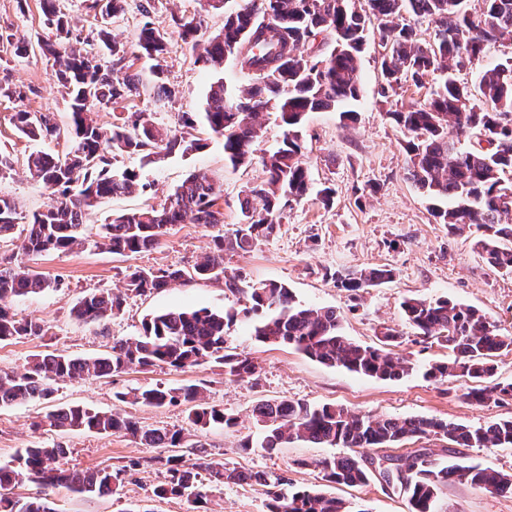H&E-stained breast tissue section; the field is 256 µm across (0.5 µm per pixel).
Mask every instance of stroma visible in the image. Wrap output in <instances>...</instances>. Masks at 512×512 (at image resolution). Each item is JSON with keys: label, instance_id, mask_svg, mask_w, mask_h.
<instances>
[{"label": "stroma", "instance_id": "35a3bbf8", "mask_svg": "<svg viewBox=\"0 0 512 512\" xmlns=\"http://www.w3.org/2000/svg\"><path fill=\"white\" fill-rule=\"evenodd\" d=\"M240 0H227L224 10L204 11L201 0H125L118 16L101 19L88 12L84 0H60L76 32L91 39L90 49L101 52L95 39L100 27H108L127 44L131 72L148 77L149 65L136 58L134 48L144 21L165 32L168 51L162 65L176 96L165 103L149 96L128 101V111L150 113L156 125L183 132L182 115L199 111L205 100L212 72L195 64L183 42L177 18L200 14L207 32L219 30L225 10L236 9ZM0 32L11 35L10 46L0 45V84L20 88L23 101L0 97V152L8 155L12 168L0 176V196L12 199L21 217H31L53 201V194L31 178L24 167L36 142L22 137L12 121L21 108L50 112L60 126L69 123L65 90L51 64L39 53L13 54L14 44L50 38L41 10V0H0ZM380 45L376 22H368L365 46L360 55L361 92L348 105L351 119L335 112L308 114L301 128L309 176L314 194L291 201L283 208L274 234L249 251H228L224 267L248 282L275 281L288 286L304 305L335 309L346 336L366 345L377 344L381 331L399 334L397 353L413 364L407 376L382 380L359 376L340 367L313 361L285 344L261 343L246 325H237L232 340L238 352L250 358L254 376L238 380L222 368L202 364L175 369L167 366L133 368L109 377L63 379L53 385L47 399L0 406V464L9 462L21 449L35 445L61 444L68 448L66 469L115 470L140 462L141 467L120 494L81 498L62 486L50 489L28 482L19 493L48 497L56 512H186L176 497L156 498L154 488L163 483L161 470L149 460L156 449L122 433L98 434L55 428L34 429V422L49 410L66 405H84L99 411H115L131 417L145 429L183 430L190 441L205 443L215 461L243 471L280 474L294 488L311 489L343 498L352 512H408L403 493L384 488L378 479L360 487L327 483L321 461L341 455L338 447L309 442H291L274 452L255 448L242 450L246 437H257L252 416L262 400H292L312 405L336 404L357 413L378 416L441 418L470 427L498 420H512V398L477 405L465 401L468 379L445 381L424 378L429 364L446 360L448 348L416 335L406 324L401 303L408 297L448 298L486 314L503 333L512 334V275L489 269L478 253L474 236H453L447 225L432 214V202L404 173L403 135L390 118L393 111L423 102L442 81V73L429 74L423 87L403 86L382 93ZM196 137L207 140L206 148L187 156H172L152 166H140L134 158L119 155L114 166L138 170L142 187L135 192L103 199L85 224L83 247L36 257L33 265L53 282L51 289L14 299L12 307L21 316L44 320L49 333L0 343V368L23 371L33 356L55 351L73 357L96 358L110 352L113 341L127 340L142 331L148 315L172 308H206L212 311L238 307L237 298L223 281L190 280L143 295L128 294L121 310L105 324L77 320L72 309L85 294L123 288L132 267L191 268L210 251L213 229L184 223L171 227L159 247L131 256L109 253L98 247L103 224L113 215L160 205L194 172L206 174L223 191L224 228L232 230L239 220L243 190L260 181V164L232 169L224 162V149L204 129ZM330 188L333 202L323 205L318 189ZM388 265L395 278L362 291L359 297L337 287L335 275ZM195 383L202 387L210 405L235 414L232 430L202 428L188 420L185 404L149 407L118 401V393L161 385L177 388ZM420 448L430 449L438 461H461L490 466L512 473V446L463 448L435 437L414 439L381 449L384 457L402 459ZM260 486L227 484L208 500L209 512H267ZM438 512H512V494H491L455 482L441 487Z\"/></svg>", "mask_w": 512, "mask_h": 512}]
</instances>
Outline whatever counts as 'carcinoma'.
Wrapping results in <instances>:
<instances>
[{
    "label": "carcinoma",
    "mask_w": 512,
    "mask_h": 512,
    "mask_svg": "<svg viewBox=\"0 0 512 512\" xmlns=\"http://www.w3.org/2000/svg\"><path fill=\"white\" fill-rule=\"evenodd\" d=\"M86 9L101 16H116L122 0H85ZM481 14L470 13L460 0H366L367 11L358 12L351 0H242L224 13V26L200 40L201 17L179 18L182 37L196 53L195 62L216 74L200 112H186L184 126L201 124L221 139L224 161L236 170L253 160V146L262 138L260 115L273 107L284 126L282 141L259 158L264 178L247 187L240 201L241 217L226 236H213L212 250L192 270L144 269L126 274V290L144 294L177 280H224L225 288L245 300L241 309L216 312L170 309L143 324V334L112 344V353L92 359L46 354L32 361L24 372L0 369V404L12 405L35 398H48L52 385L61 379L105 377L132 368L169 366L175 369L213 362L224 374L244 379L255 365L238 353L230 330L239 322L263 343H283L312 360L342 367L352 373L379 379H397L412 370L390 345L399 333L383 334L382 345L356 342L341 331V320L330 308L310 307L295 300L284 284L247 283L224 270V252L247 250L269 237L277 228L284 202L300 199L310 190L301 127L311 112L339 111L359 95V57L365 42V25L373 18L385 53L382 72L388 88L402 82L423 86L424 77L435 71L447 73L479 59L493 44L512 37V0H483ZM44 24L54 39L38 41L41 54L56 67L68 98L71 125L63 130L50 112L19 109L13 115L18 132L32 141L71 142L70 150L58 155L37 150L26 159L29 173L52 190L55 199L47 209L28 221L27 233L18 251L0 258V342L22 337H41L49 332L39 318H24L12 310L16 297L39 293L52 282L30 265L33 258L50 251H71L84 243V221L100 199L132 192L139 186V173L117 168L118 155L137 156L144 165L165 158L188 155L206 147L156 126L146 112H131L108 127L98 123L95 109H117L131 98L148 95L158 101L172 98L160 60L166 53V33L144 22L137 41L139 56L155 61L151 78L143 82L124 72L126 45L110 37L105 28L98 40L111 57L101 63L98 55L83 48L87 39L74 34L71 18L58 0H42ZM430 19L436 27L433 43L424 44L414 29L403 23L404 15ZM330 31L336 46L324 54L305 52L310 38ZM235 55L240 68L253 76V83L234 93L224 85V61ZM406 137V175L428 196L446 201L435 212L448 233L476 229V245L494 271L512 274V58L480 72L478 94L446 77L428 99L391 113ZM483 134L495 143L491 149L477 146L462 151V138ZM222 190L204 174L189 175L160 207L117 214L103 225L101 245L125 255L148 251L161 242L169 226L186 221L207 228L224 226L219 205ZM15 203L0 196V241L14 238L17 224ZM395 269L379 265L357 274L337 276L341 288L358 293L393 279ZM123 299L110 290L92 291L74 306L75 317L86 323H101L121 309ZM406 323L425 339L447 347L453 358L434 363L424 376L435 381L463 376L474 382L463 397L475 404L512 398V384L494 379V358L512 349V335L500 331L478 310L446 298L427 300L409 297L402 302ZM120 400L163 407L189 404L193 425H238L236 415L209 404L202 389L189 384L179 388L148 386L118 394ZM253 415L263 434L260 440L241 444L272 451L293 440L342 446L350 453L321 462L324 479L332 484L358 486L372 476L371 452L414 438L440 436L461 447L512 446V420L471 428L438 418L372 417L342 406H312L301 401L258 402ZM37 427L88 430L99 434L123 432L140 438L168 454L151 458L165 469L166 481L154 489L164 499L183 498L187 512H208V490L199 471L208 472L214 486L237 484L262 486L268 497L267 512H352L341 500L310 489L288 492L282 475L227 468L209 459L204 445L186 439L181 430L143 429L127 416L81 405L57 407L35 423ZM68 449L26 448L0 466V512H56L48 498L11 496L9 491L25 482L45 487L65 485L82 496L114 495L140 466L133 462L117 470L69 471L62 468ZM194 462H189V457ZM400 476L394 486L407 494L409 512H437L440 488L448 482L469 484L492 494L512 493V474L480 466H441L426 449L397 465Z\"/></svg>",
    "instance_id": "obj_1"
}]
</instances>
